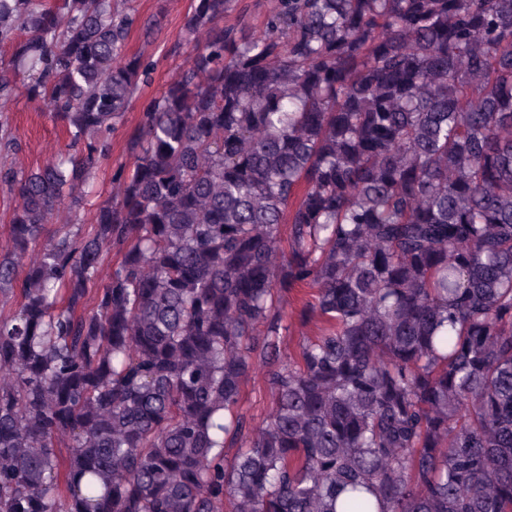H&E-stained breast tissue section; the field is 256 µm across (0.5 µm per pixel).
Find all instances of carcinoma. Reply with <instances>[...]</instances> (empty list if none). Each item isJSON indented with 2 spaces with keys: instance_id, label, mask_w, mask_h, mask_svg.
<instances>
[{
  "instance_id": "cac0c4a2",
  "label": "carcinoma",
  "mask_w": 512,
  "mask_h": 512,
  "mask_svg": "<svg viewBox=\"0 0 512 512\" xmlns=\"http://www.w3.org/2000/svg\"><path fill=\"white\" fill-rule=\"evenodd\" d=\"M232 2L47 239L153 63L126 0H0V99L78 148L0 164V512H512V0ZM268 0H234V8L225 18L224 24H236L240 16L246 15L249 24L259 26L267 10ZM17 204L18 200L14 193L0 186V250H6L10 244V218ZM309 298L307 290L303 288H290L283 297V309L288 323H292L285 341L290 349H295L301 340L298 327V316ZM270 404V397L262 383H250L243 389L240 410L250 424H258Z\"/></svg>"
}]
</instances>
